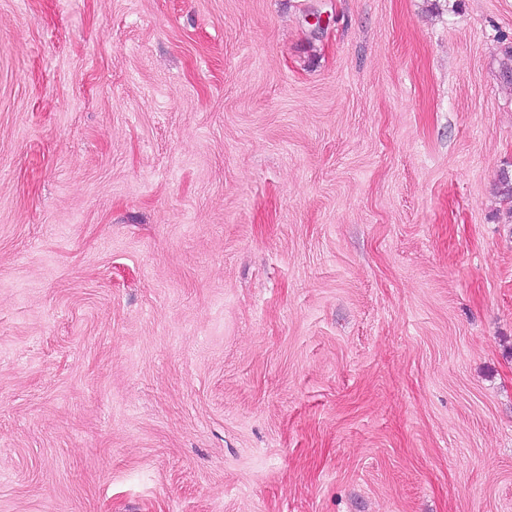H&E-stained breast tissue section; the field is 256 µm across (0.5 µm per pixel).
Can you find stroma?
Instances as JSON below:
<instances>
[{
    "instance_id": "35a3bbf8",
    "label": "stroma",
    "mask_w": 512,
    "mask_h": 512,
    "mask_svg": "<svg viewBox=\"0 0 512 512\" xmlns=\"http://www.w3.org/2000/svg\"><path fill=\"white\" fill-rule=\"evenodd\" d=\"M510 69L512 0H0V512H512Z\"/></svg>"
}]
</instances>
